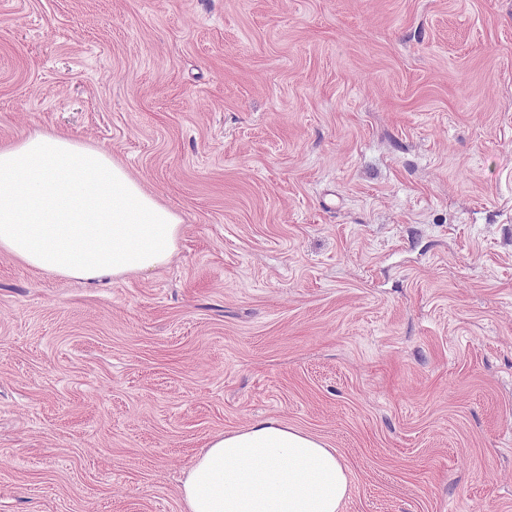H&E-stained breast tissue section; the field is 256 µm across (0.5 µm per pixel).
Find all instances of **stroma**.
<instances>
[{
    "label": "stroma",
    "instance_id": "obj_1",
    "mask_svg": "<svg viewBox=\"0 0 512 512\" xmlns=\"http://www.w3.org/2000/svg\"><path fill=\"white\" fill-rule=\"evenodd\" d=\"M182 220L83 283L0 253V512H182L276 419L340 512H512V0H0V147Z\"/></svg>",
    "mask_w": 512,
    "mask_h": 512
}]
</instances>
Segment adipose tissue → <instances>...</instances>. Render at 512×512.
Instances as JSON below:
<instances>
[{"instance_id":"ef3b65f1","label":"adipose tissue","mask_w":512,"mask_h":512,"mask_svg":"<svg viewBox=\"0 0 512 512\" xmlns=\"http://www.w3.org/2000/svg\"><path fill=\"white\" fill-rule=\"evenodd\" d=\"M181 220L107 151L37 131L0 147V251L93 282L164 265ZM334 449L276 420L212 436L180 489L183 512H340Z\"/></svg>"}]
</instances>
